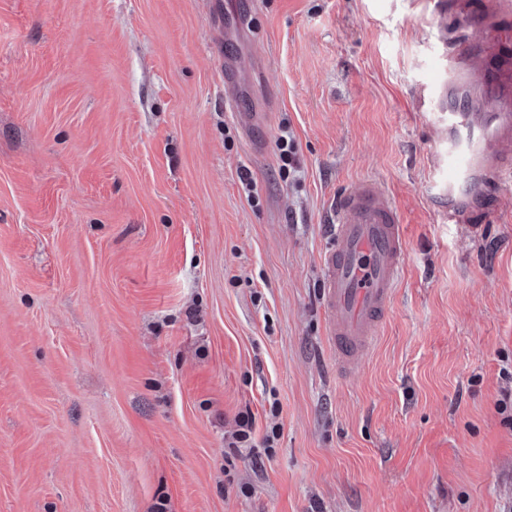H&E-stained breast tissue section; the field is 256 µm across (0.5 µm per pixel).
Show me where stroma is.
<instances>
[{"instance_id": "obj_1", "label": "stroma", "mask_w": 512, "mask_h": 512, "mask_svg": "<svg viewBox=\"0 0 512 512\" xmlns=\"http://www.w3.org/2000/svg\"><path fill=\"white\" fill-rule=\"evenodd\" d=\"M236 2L0 0V512H512V222H440L416 107L487 0ZM366 180L406 255L342 376L321 258ZM245 411L279 436L228 468Z\"/></svg>"}]
</instances>
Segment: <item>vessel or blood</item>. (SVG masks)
I'll return each mask as SVG.
<instances>
[{"mask_svg": "<svg viewBox=\"0 0 512 512\" xmlns=\"http://www.w3.org/2000/svg\"><path fill=\"white\" fill-rule=\"evenodd\" d=\"M494 45L437 53L420 102L441 130L434 141L432 197L441 222L466 223L470 209L512 170V7L495 0ZM482 95L463 89L469 70ZM397 210L375 181L337 197L322 258L324 336L339 372L352 373L379 334L404 267Z\"/></svg>", "mask_w": 512, "mask_h": 512, "instance_id": "1", "label": "vessel or blood"}]
</instances>
